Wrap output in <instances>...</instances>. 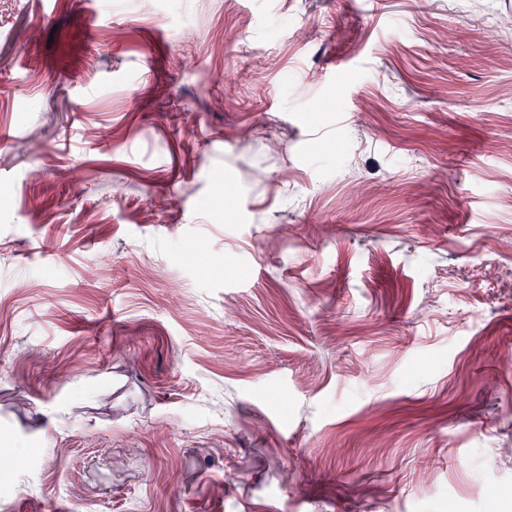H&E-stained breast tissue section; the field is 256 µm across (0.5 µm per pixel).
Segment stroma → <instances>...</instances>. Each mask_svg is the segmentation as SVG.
I'll return each instance as SVG.
<instances>
[{
	"label": "stroma",
	"mask_w": 512,
	"mask_h": 512,
	"mask_svg": "<svg viewBox=\"0 0 512 512\" xmlns=\"http://www.w3.org/2000/svg\"><path fill=\"white\" fill-rule=\"evenodd\" d=\"M484 12L0 0V512H512Z\"/></svg>",
	"instance_id": "1"
}]
</instances>
